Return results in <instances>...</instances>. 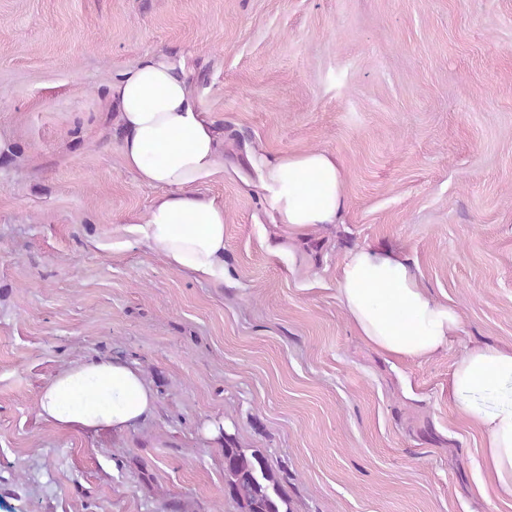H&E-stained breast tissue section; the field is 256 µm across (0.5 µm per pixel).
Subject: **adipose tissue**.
Wrapping results in <instances>:
<instances>
[{
    "instance_id": "ef3b65f1",
    "label": "adipose tissue",
    "mask_w": 512,
    "mask_h": 512,
    "mask_svg": "<svg viewBox=\"0 0 512 512\" xmlns=\"http://www.w3.org/2000/svg\"><path fill=\"white\" fill-rule=\"evenodd\" d=\"M124 131V167L158 194L144 218L117 226L97 248L143 244L171 269L224 285V205L203 186L224 171V140L201 110L182 60L145 53L110 86ZM263 209L279 231L277 253L294 255L318 226L339 223L346 205L335 155L309 149L248 153ZM337 290L359 336L397 360L447 347L460 330L456 309L424 288L399 253L362 245L341 263ZM448 400L482 433V488L512 494V350L468 349L448 383ZM157 394L137 362L93 357L61 369L44 387L38 416L58 430L123 432L155 412Z\"/></svg>"
}]
</instances>
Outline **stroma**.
<instances>
[{
	"label": "stroma",
	"instance_id": "stroma-1",
	"mask_svg": "<svg viewBox=\"0 0 512 512\" xmlns=\"http://www.w3.org/2000/svg\"><path fill=\"white\" fill-rule=\"evenodd\" d=\"M147 51L184 59L224 139V285L92 237L157 191L122 162L109 87ZM319 149L342 221L273 253L245 154ZM403 254L458 309L447 349L397 361L337 299L352 247ZM471 346L512 349V0H0V503L9 512H233L224 444L283 472L293 512H512L479 491L482 434L448 400ZM135 360L155 413L60 432L42 388ZM153 475L143 483L141 468Z\"/></svg>",
	"mask_w": 512,
	"mask_h": 512
}]
</instances>
